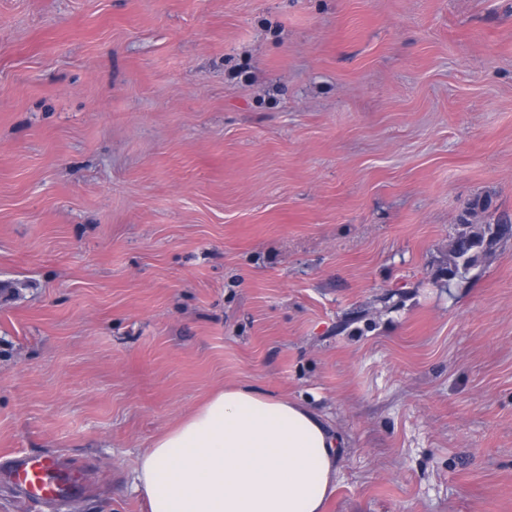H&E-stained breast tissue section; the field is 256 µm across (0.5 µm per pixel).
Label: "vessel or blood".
I'll list each match as a JSON object with an SVG mask.
<instances>
[{
  "label": "vessel or blood",
  "mask_w": 512,
  "mask_h": 512,
  "mask_svg": "<svg viewBox=\"0 0 512 512\" xmlns=\"http://www.w3.org/2000/svg\"><path fill=\"white\" fill-rule=\"evenodd\" d=\"M0 479L37 502L65 501L82 491V481L76 472L52 455L18 457L6 473L0 474Z\"/></svg>",
  "instance_id": "b4317fda"
}]
</instances>
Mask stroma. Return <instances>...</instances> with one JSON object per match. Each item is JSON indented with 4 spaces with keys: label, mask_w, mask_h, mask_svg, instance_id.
Returning <instances> with one entry per match:
<instances>
[{
    "label": "stroma",
    "mask_w": 512,
    "mask_h": 512,
    "mask_svg": "<svg viewBox=\"0 0 512 512\" xmlns=\"http://www.w3.org/2000/svg\"><path fill=\"white\" fill-rule=\"evenodd\" d=\"M512 0H0V470L144 512L213 391L325 417L326 512H512ZM488 224L489 239H485V234L475 233L472 235L461 234L455 242L451 250L452 253V276L460 273V269L464 274L468 273L470 269L476 266L479 254L484 251L486 246L491 245L493 241L502 240L512 237V224L507 221L497 222L491 227ZM0 479L37 502L65 501L82 491V480L76 472L52 455L18 457L6 473L0 472Z\"/></svg>",
    "instance_id": "obj_1"
}]
</instances>
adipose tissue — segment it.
<instances>
[{"label":"adipose tissue","mask_w":512,"mask_h":512,"mask_svg":"<svg viewBox=\"0 0 512 512\" xmlns=\"http://www.w3.org/2000/svg\"><path fill=\"white\" fill-rule=\"evenodd\" d=\"M339 455L321 416L238 385L157 438L133 485L147 512H324Z\"/></svg>","instance_id":"obj_1"}]
</instances>
